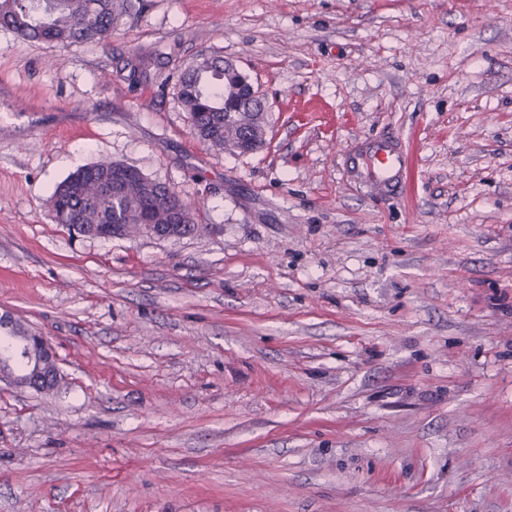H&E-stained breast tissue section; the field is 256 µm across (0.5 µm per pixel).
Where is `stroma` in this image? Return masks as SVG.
Masks as SVG:
<instances>
[{
    "instance_id": "1",
    "label": "stroma",
    "mask_w": 512,
    "mask_h": 512,
    "mask_svg": "<svg viewBox=\"0 0 512 512\" xmlns=\"http://www.w3.org/2000/svg\"><path fill=\"white\" fill-rule=\"evenodd\" d=\"M104 44L0 28V310L61 380L0 383V512H512V0H145ZM236 61L265 145L190 129ZM397 135L400 193L349 177ZM117 161L196 233L91 239ZM225 62L237 68L215 54L201 55L188 64L179 75V98L189 114L191 131L201 142L239 154L243 152L237 149L248 143L253 152L265 143L262 136L254 133L256 121L260 120L256 112L266 110L265 97L259 86L251 82V95L261 106L248 99V76L241 71L224 79ZM232 132L234 137L230 138ZM129 166L122 162L101 161L78 169L55 189L51 203L58 224H69L77 221L82 225L79 234L89 238H124L123 229L119 224L131 226L137 231L140 224L149 236L164 238L162 224H171L173 211L181 214L183 230L188 227L193 232L196 228L193 219V205L170 191L168 187L152 180L139 169V174L124 181L131 174L130 170L117 169L113 166ZM76 176L81 179L75 189L69 187L70 179ZM112 176L102 188L113 195L100 190L102 180ZM101 223L112 224V233H103ZM149 223V224H145ZM174 224L181 222L176 217ZM70 229V228H69Z\"/></svg>"
}]
</instances>
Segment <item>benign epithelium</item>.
<instances>
[{
	"instance_id": "benign-epithelium-1",
	"label": "benign epithelium",
	"mask_w": 512,
	"mask_h": 512,
	"mask_svg": "<svg viewBox=\"0 0 512 512\" xmlns=\"http://www.w3.org/2000/svg\"><path fill=\"white\" fill-rule=\"evenodd\" d=\"M81 235L89 238H122L123 229L112 225L103 232L100 224L82 225ZM19 323L9 311L0 313V381L17 389H43L55 385L60 377L54 348L44 336L28 332L22 338L14 335Z\"/></svg>"
}]
</instances>
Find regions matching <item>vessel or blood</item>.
<instances>
[{
    "instance_id": "1",
    "label": "vessel or blood",
    "mask_w": 512,
    "mask_h": 512,
    "mask_svg": "<svg viewBox=\"0 0 512 512\" xmlns=\"http://www.w3.org/2000/svg\"><path fill=\"white\" fill-rule=\"evenodd\" d=\"M345 166L351 175L368 172L373 185L389 193L399 186L407 169V150L397 138L384 136L371 141L367 149H349Z\"/></svg>"
}]
</instances>
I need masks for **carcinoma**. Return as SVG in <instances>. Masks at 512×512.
Segmentation results:
<instances>
[{
    "label": "carcinoma",
    "instance_id": "1",
    "mask_svg": "<svg viewBox=\"0 0 512 512\" xmlns=\"http://www.w3.org/2000/svg\"><path fill=\"white\" fill-rule=\"evenodd\" d=\"M140 7V0H0V27L35 42L100 43L112 36L124 16ZM247 75L224 77V58L202 55L179 75V98L189 114L193 134L211 148L237 152L242 144L260 149L265 140L254 133L262 107L248 99ZM116 161H101L80 168L76 188L65 179L51 203L57 223L170 224L173 211L183 226L195 229L193 205L165 185L139 173L129 178L120 193L100 190L112 176Z\"/></svg>",
    "mask_w": 512,
    "mask_h": 512
}]
</instances>
